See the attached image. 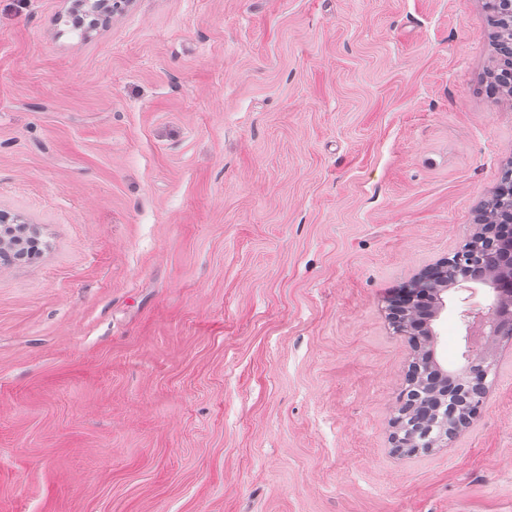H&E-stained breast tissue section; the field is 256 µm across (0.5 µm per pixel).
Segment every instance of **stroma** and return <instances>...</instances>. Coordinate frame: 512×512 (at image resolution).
<instances>
[{
	"mask_svg": "<svg viewBox=\"0 0 512 512\" xmlns=\"http://www.w3.org/2000/svg\"><path fill=\"white\" fill-rule=\"evenodd\" d=\"M68 8L0 0V512H512V343L399 454L384 309L512 162L485 0ZM71 13L76 23L84 22L85 17L94 15L99 21L106 22L111 14V6L108 0H71ZM479 356L480 354L474 355L470 353L471 359L468 358L460 368V375L464 380L465 386L468 388L469 396L472 397L475 404L474 412L468 424L479 416L487 397L486 380L488 375L485 366L480 362V359L472 360V358ZM401 429L407 436L414 439L421 446L420 448H441L448 440V427L445 428L442 421L435 418L422 422L415 416H405ZM412 439L399 444L394 440V447L400 452L402 448H415Z\"/></svg>",
	"mask_w": 512,
	"mask_h": 512,
	"instance_id": "35a3bbf8",
	"label": "stroma"
}]
</instances>
